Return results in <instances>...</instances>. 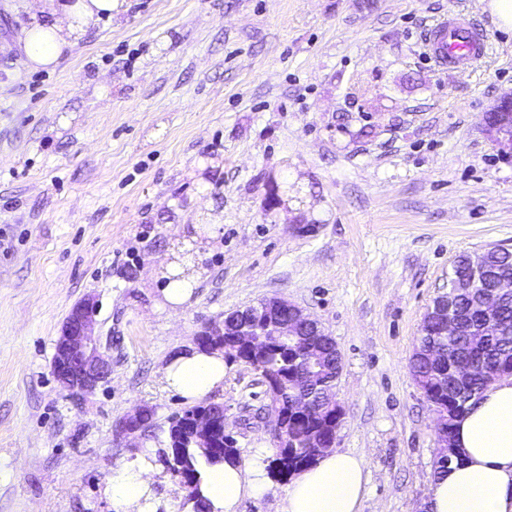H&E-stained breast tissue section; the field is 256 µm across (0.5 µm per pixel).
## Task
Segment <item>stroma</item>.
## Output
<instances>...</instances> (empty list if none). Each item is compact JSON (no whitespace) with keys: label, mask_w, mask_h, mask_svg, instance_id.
Masks as SVG:
<instances>
[{"label":"stroma","mask_w":512,"mask_h":512,"mask_svg":"<svg viewBox=\"0 0 512 512\" xmlns=\"http://www.w3.org/2000/svg\"><path fill=\"white\" fill-rule=\"evenodd\" d=\"M489 0H115L51 71L0 54V512H112L141 406L167 426L171 355L225 313L279 297L342 357L335 451L362 454L363 512H421L441 451L410 360L456 258L512 250V154L486 114L512 91V32ZM467 12L492 50L439 68L423 37ZM199 279L163 307L155 269ZM98 304L107 384L52 374L72 307ZM227 432L276 455L269 398L226 361Z\"/></svg>","instance_id":"1"}]
</instances>
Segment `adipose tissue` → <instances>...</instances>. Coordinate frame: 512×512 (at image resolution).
Listing matches in <instances>:
<instances>
[{"instance_id":"1","label":"adipose tissue","mask_w":512,"mask_h":512,"mask_svg":"<svg viewBox=\"0 0 512 512\" xmlns=\"http://www.w3.org/2000/svg\"><path fill=\"white\" fill-rule=\"evenodd\" d=\"M35 18L0 53L20 52L27 69L50 70L75 44L92 18L111 15L112 0H31ZM189 260L160 266L162 290L170 308L192 297L197 277ZM224 354L190 350L172 355L162 381L187 402H195L224 385ZM452 464L433 480L424 512H512V377L489 384L455 421ZM152 448L133 459L105 488L113 512H156ZM267 454L258 451L248 463H224L208 469L202 485L211 512H239L244 499L262 496L268 483ZM367 479L364 460L352 452H328L295 476L276 502L274 512H362Z\"/></svg>"}]
</instances>
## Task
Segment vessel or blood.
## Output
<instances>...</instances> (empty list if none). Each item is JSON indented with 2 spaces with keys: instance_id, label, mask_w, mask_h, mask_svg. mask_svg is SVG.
Segmentation results:
<instances>
[{
  "instance_id": "1",
  "label": "vessel or blood",
  "mask_w": 512,
  "mask_h": 512,
  "mask_svg": "<svg viewBox=\"0 0 512 512\" xmlns=\"http://www.w3.org/2000/svg\"><path fill=\"white\" fill-rule=\"evenodd\" d=\"M426 46L440 68L469 71L485 58L490 41L465 13L452 11L431 28Z\"/></svg>"
}]
</instances>
